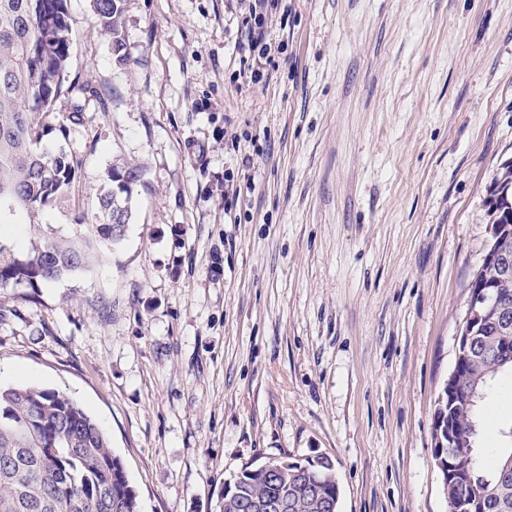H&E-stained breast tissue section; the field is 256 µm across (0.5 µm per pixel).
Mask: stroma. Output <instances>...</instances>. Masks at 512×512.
Listing matches in <instances>:
<instances>
[{
	"label": "stroma",
	"instance_id": "35a3bbf8",
	"mask_svg": "<svg viewBox=\"0 0 512 512\" xmlns=\"http://www.w3.org/2000/svg\"><path fill=\"white\" fill-rule=\"evenodd\" d=\"M89 3L45 221L81 241L109 166L142 183L120 244L7 290L0 387L84 407L142 512H220L285 456L332 460L339 512H448L432 422L512 161V0H288L256 83L237 0H126L121 63Z\"/></svg>",
	"mask_w": 512,
	"mask_h": 512
}]
</instances>
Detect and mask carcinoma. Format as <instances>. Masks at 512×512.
<instances>
[{
  "label": "carcinoma",
  "instance_id": "cac0c4a2",
  "mask_svg": "<svg viewBox=\"0 0 512 512\" xmlns=\"http://www.w3.org/2000/svg\"><path fill=\"white\" fill-rule=\"evenodd\" d=\"M97 24L110 38L117 60L125 59V0H91ZM71 30L66 0H0V197L13 209L0 212V224H18L28 237L18 256L0 243V288H40L88 268L97 247L124 240L132 218L131 199L142 172L112 165L99 209L84 224L75 243L43 229L45 213L68 202L79 161L38 148L55 129L53 106L68 83ZM492 224L500 225V244L512 251V163L500 167L490 192ZM478 280L491 282L489 306L512 309V280L502 282L486 266ZM479 343L457 372L474 393L469 410L451 407L454 442L448 457L469 483L448 486L452 512H512V426L498 431L507 443L498 467L487 472L481 458L485 402L505 375L512 376V329L503 330L496 312L478 328ZM52 452H46V449ZM332 461L319 457L301 463L288 477L292 512H322L307 488V475L321 481L320 495L336 498ZM267 492L260 466L250 464L232 477L221 495V512H237L236 502ZM0 512H141L137 491L122 460L112 453L98 423L66 394L36 386L0 388Z\"/></svg>",
  "mask_w": 512,
  "mask_h": 512
}]
</instances>
